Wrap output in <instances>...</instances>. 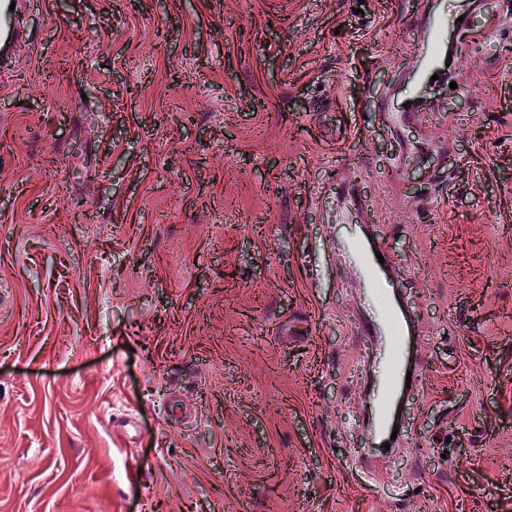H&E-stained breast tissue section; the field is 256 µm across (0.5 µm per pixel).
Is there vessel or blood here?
<instances>
[{
    "label": "vessel or blood",
    "instance_id": "obj_1",
    "mask_svg": "<svg viewBox=\"0 0 512 512\" xmlns=\"http://www.w3.org/2000/svg\"><path fill=\"white\" fill-rule=\"evenodd\" d=\"M32 0H0V63L4 62L21 44L26 34L24 17ZM427 36L413 65L420 72L435 71L439 56L445 52L451 23L444 17H427ZM336 192L352 204L361 223H374L365 195L358 182L342 179L336 183ZM386 248L371 233L361 232L348 247V257L356 272V287L363 293L384 292L389 296L387 304L358 322L360 335L372 340L382 368L371 391L370 421L374 441L389 443L392 432L398 427L397 406L407 393L406 375L412 371L413 347L419 339V325L411 317L399 296L395 294V282L391 263H379V254Z\"/></svg>",
    "mask_w": 512,
    "mask_h": 512
}]
</instances>
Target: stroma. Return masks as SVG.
Here are the masks:
<instances>
[{
	"instance_id": "1",
	"label": "stroma",
	"mask_w": 512,
	"mask_h": 512,
	"mask_svg": "<svg viewBox=\"0 0 512 512\" xmlns=\"http://www.w3.org/2000/svg\"><path fill=\"white\" fill-rule=\"evenodd\" d=\"M467 2L35 0L0 71V512H512V0L456 103L422 86L416 153L379 110ZM343 171L422 329L385 455ZM332 184L336 185V193L347 200L355 207L362 224H374L375 218L366 206L365 195L362 191L360 183L350 179H342Z\"/></svg>"
}]
</instances>
